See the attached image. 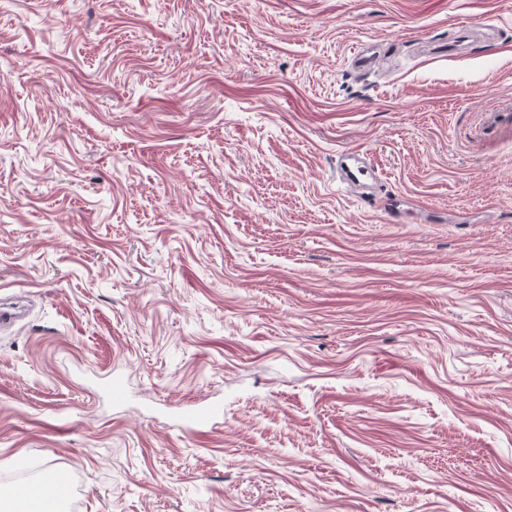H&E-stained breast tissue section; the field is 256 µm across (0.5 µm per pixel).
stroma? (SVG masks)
Returning <instances> with one entry per match:
<instances>
[{
    "instance_id": "stroma-1",
    "label": "stroma",
    "mask_w": 512,
    "mask_h": 512,
    "mask_svg": "<svg viewBox=\"0 0 512 512\" xmlns=\"http://www.w3.org/2000/svg\"><path fill=\"white\" fill-rule=\"evenodd\" d=\"M8 296L64 512H512V0H0ZM360 150H344L338 154L339 166L338 172L341 180L346 183L351 189L365 184L369 179L374 181L373 191L369 194H362L359 197H364L376 203L381 199V182L376 175V172L371 169L364 161V165H359V158L361 155ZM353 161L354 163H350ZM224 409L221 404H211L203 410L191 409L184 413V429L203 432L209 426V423L217 418L222 417Z\"/></svg>"
}]
</instances>
